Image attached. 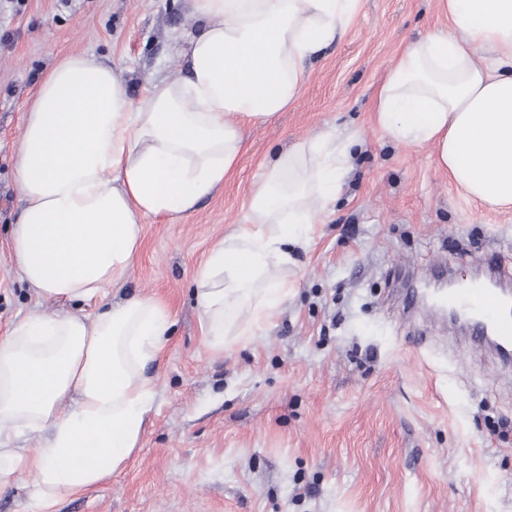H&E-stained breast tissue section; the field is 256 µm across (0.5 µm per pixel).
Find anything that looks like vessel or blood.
<instances>
[{"mask_svg":"<svg viewBox=\"0 0 512 512\" xmlns=\"http://www.w3.org/2000/svg\"><path fill=\"white\" fill-rule=\"evenodd\" d=\"M435 304L449 317L466 322L475 341L491 346L504 358L512 357V273L499 266L495 257H484L477 282L449 290Z\"/></svg>","mask_w":512,"mask_h":512,"instance_id":"b4317fda","label":"vessel or blood"}]
</instances>
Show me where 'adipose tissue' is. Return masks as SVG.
<instances>
[{
  "mask_svg": "<svg viewBox=\"0 0 512 512\" xmlns=\"http://www.w3.org/2000/svg\"><path fill=\"white\" fill-rule=\"evenodd\" d=\"M197 28L186 69L130 96L114 64L81 51L39 84L17 165L18 274L38 297L94 313L35 310L0 338V489L32 478L35 512L121 471L156 395L146 372L170 334L151 297L109 300L147 217L192 211L224 185L246 123L287 111L308 62L341 37L361 0H184ZM448 32L412 42L389 71L375 118L426 145L471 202L512 207V0H438ZM351 141L325 131L279 152L252 191L247 225L212 248L195 282L204 339L222 350L226 309L260 325L287 294L271 275L307 243L342 190ZM74 397L65 406L66 397ZM37 436L36 450L15 447Z\"/></svg>",
  "mask_w": 512,
  "mask_h": 512,
  "instance_id": "ef3b65f1",
  "label": "adipose tissue"
}]
</instances>
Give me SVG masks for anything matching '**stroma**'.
I'll list each match as a JSON object with an SVG mask.
<instances>
[{"mask_svg": "<svg viewBox=\"0 0 512 512\" xmlns=\"http://www.w3.org/2000/svg\"><path fill=\"white\" fill-rule=\"evenodd\" d=\"M194 20L178 0H0V337L35 303L11 242L25 117L40 80L80 51L112 58L130 94L178 75ZM448 20L437 0H362L345 34L310 61L288 111L244 129L245 151L192 212L145 218L117 297L163 302L171 336L139 450L98 487L50 512H512V364L390 291L448 263L476 276L484 253L512 264V213L466 202L429 147L389 140L376 94L406 44ZM333 130L353 138L341 194L306 249L275 268L287 297L258 329L202 341L194 280L244 223L277 152ZM428 338L413 348L414 333Z\"/></svg>", "mask_w": 512, "mask_h": 512, "instance_id": "obj_1", "label": "stroma"}]
</instances>
